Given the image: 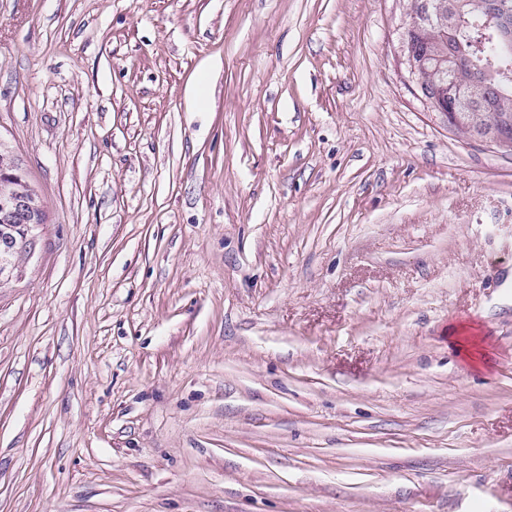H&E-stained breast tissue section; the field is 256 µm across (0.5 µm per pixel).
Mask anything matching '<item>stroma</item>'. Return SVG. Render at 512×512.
I'll return each mask as SVG.
<instances>
[{"label":"stroma","instance_id":"stroma-1","mask_svg":"<svg viewBox=\"0 0 512 512\" xmlns=\"http://www.w3.org/2000/svg\"><path fill=\"white\" fill-rule=\"evenodd\" d=\"M411 5L0 0V512H512V154ZM11 165H16L10 168L12 171L8 173L4 171L2 175L4 178L0 177V198L4 195L8 194H21L27 196L29 203L31 206L42 213L43 216V224H45L46 212L44 202L39 193L37 187L32 183L28 182L24 177V171L18 168V164L15 161L13 155L10 154L9 151L0 150V173L1 170L5 169L9 171V167ZM6 177V178H5ZM21 180L22 181H14ZM19 219H23L25 224H22V228L26 237L29 240H35L37 236V230L42 225L39 220L35 218L34 215L29 214L27 201L22 197H7L2 198L0 201V222L1 223H11L17 221ZM0 223V235L4 233L5 225ZM14 251H13V237L11 235H3L0 237V281H8L12 280L16 275L15 270L17 269V265H13V263L9 259V255L11 256L13 262H16L18 257L21 254L26 253L25 243L19 231H14Z\"/></svg>","mask_w":512,"mask_h":512}]
</instances>
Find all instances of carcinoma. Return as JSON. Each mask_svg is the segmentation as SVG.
<instances>
[{"label":"carcinoma","mask_w":512,"mask_h":512,"mask_svg":"<svg viewBox=\"0 0 512 512\" xmlns=\"http://www.w3.org/2000/svg\"><path fill=\"white\" fill-rule=\"evenodd\" d=\"M429 2V14L403 38L424 89L445 100L448 86L454 87L462 109L459 132L479 129L487 135L505 129L512 134V44H501L488 20L492 2L512 19V0ZM491 82L501 94L485 103V87ZM8 194L24 195L35 210L45 212L39 190L31 182L0 177V198Z\"/></svg>","instance_id":"1"}]
</instances>
